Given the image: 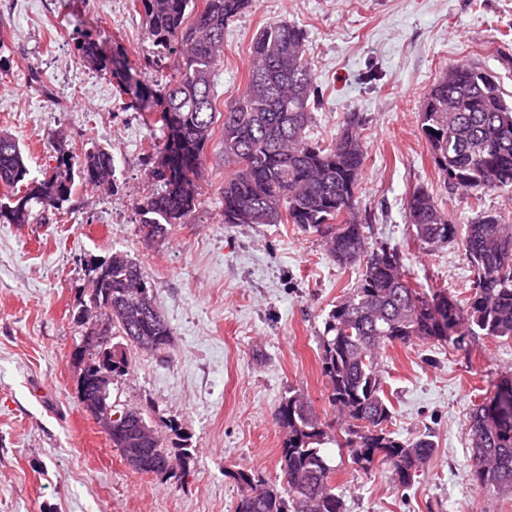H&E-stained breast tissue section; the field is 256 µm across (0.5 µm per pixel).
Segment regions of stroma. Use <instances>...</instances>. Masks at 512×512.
Instances as JSON below:
<instances>
[{
    "label": "stroma",
    "instance_id": "1",
    "mask_svg": "<svg viewBox=\"0 0 512 512\" xmlns=\"http://www.w3.org/2000/svg\"><path fill=\"white\" fill-rule=\"evenodd\" d=\"M276 19L306 32L318 94L309 138L328 145L350 114L360 119L356 202L369 242L398 247L426 294L468 298L474 274L461 239L418 242L407 201L425 189L461 232L479 210L512 222V189L449 184L419 114L456 64L493 72L512 94V0H253L224 30L217 109L243 92L252 40ZM84 40L144 83L177 74L178 51L158 55L132 0H0V132L19 141L34 177L61 155L78 160L96 147L111 153L115 169L112 186L75 184L43 223H0V512H233L239 490L230 472L281 481L274 413L288 392L335 419L320 336L358 272L339 267L319 236L296 225L225 223L232 167L218 132L204 151L196 208L166 237L147 240L136 203L154 186L163 132L120 99L109 74L82 60ZM116 250L140 266L172 330L165 353L129 352V373L111 386L117 407L178 425L164 443L185 446L191 459L165 477L129 468L77 394L73 351L84 329L74 315L87 298L89 262ZM379 364L390 431L429 437L435 448L406 490L388 466L366 471L327 448L345 512H512V491L472 481L469 452L470 413L512 375V341L394 343Z\"/></svg>",
    "mask_w": 512,
    "mask_h": 512
}]
</instances>
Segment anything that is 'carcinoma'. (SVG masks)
Returning a JSON list of instances; mask_svg holds the SVG:
<instances>
[{
    "label": "carcinoma",
    "instance_id": "carcinoma-1",
    "mask_svg": "<svg viewBox=\"0 0 512 512\" xmlns=\"http://www.w3.org/2000/svg\"><path fill=\"white\" fill-rule=\"evenodd\" d=\"M141 3L146 31L158 53L180 45L178 75L147 85L118 61L108 62L87 40L83 60L116 80L141 111L156 113L164 143L151 171L161 190L137 203L148 239L162 238L199 202L204 149L217 121L214 72L224 51V28L252 0H133ZM193 18L192 25L187 19ZM244 92L225 107L224 159L235 169L224 180V223L295 224L319 235L336 264L358 267V280L331 308L321 336V370L329 404L345 427L337 430L313 412L300 393L283 398L275 411L283 439L282 483L270 485L249 470L227 473L239 488L233 512H344L332 484L334 468L324 449L337 444L363 469L388 465L399 487H410L433 453L424 437L402 441L387 429L392 404L377 362L387 344L416 340L446 342L464 329L471 335L512 340V224L481 210L466 225L464 247L475 275L465 303L439 292L428 298L404 269L397 248L369 246L357 212L356 191L364 163L358 120L349 118L324 147L306 137L316 101L306 34L279 19L264 25L251 46ZM421 129L436 166L448 183L473 191L512 187V99L497 77L471 64L452 66L431 87L420 112ZM111 153L99 147L78 166L61 157L43 178L30 177L26 157L12 136L0 133V183L11 195L0 203V221L28 224L59 210L74 183H112ZM408 210L416 238L428 245L448 242L455 225L433 196L416 190ZM106 284L94 288L74 315L84 330L107 323L112 351L89 358L83 381L101 364L129 371L126 350L162 353L172 331L156 308L137 263L122 251L91 268ZM112 426V447L133 470L166 476L186 464L189 453L173 452L158 425L139 408H123ZM473 480L492 490L512 489V377L506 376L472 416Z\"/></svg>",
    "mask_w": 512,
    "mask_h": 512
}]
</instances>
